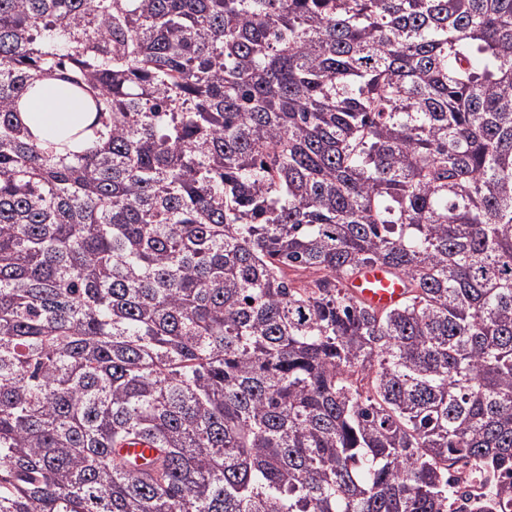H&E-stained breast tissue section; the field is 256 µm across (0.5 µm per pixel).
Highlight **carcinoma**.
I'll return each mask as SVG.
<instances>
[{"mask_svg": "<svg viewBox=\"0 0 512 512\" xmlns=\"http://www.w3.org/2000/svg\"><path fill=\"white\" fill-rule=\"evenodd\" d=\"M461 459L512 500V0H0V512H448ZM20 118L36 129L52 131L77 124L81 118V105L59 87L47 84L28 98ZM352 283L354 294L372 307L387 308L404 297V288L377 265L364 267Z\"/></svg>", "mask_w": 512, "mask_h": 512, "instance_id": "obj_1", "label": "carcinoma"}]
</instances>
